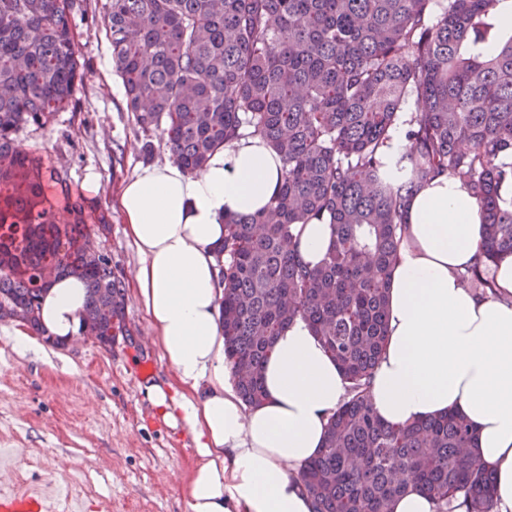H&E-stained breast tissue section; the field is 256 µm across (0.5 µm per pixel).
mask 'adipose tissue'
Here are the masks:
<instances>
[{"instance_id": "obj_1", "label": "adipose tissue", "mask_w": 512, "mask_h": 512, "mask_svg": "<svg viewBox=\"0 0 512 512\" xmlns=\"http://www.w3.org/2000/svg\"><path fill=\"white\" fill-rule=\"evenodd\" d=\"M283 167L260 138L214 152L202 170L173 162L142 166L119 189L125 234L141 256L133 289L175 387L148 381L166 424L193 437L182 481L191 512H313L301 467L323 447L349 383L309 325L295 319L264 368L265 401L247 406L224 362L220 267L213 247L224 219L253 214L278 191ZM482 225L468 190L447 175L410 200L392 270L384 351L369 395L389 424L459 411L495 475V512H512V256L492 265L486 295L462 275L478 260ZM294 241L316 267L332 243L327 224H301ZM85 284L57 279L44 293L45 336L71 339Z\"/></svg>"}]
</instances>
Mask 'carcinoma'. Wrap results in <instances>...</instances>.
<instances>
[{"label":"carcinoma","mask_w":512,"mask_h":512,"mask_svg":"<svg viewBox=\"0 0 512 512\" xmlns=\"http://www.w3.org/2000/svg\"><path fill=\"white\" fill-rule=\"evenodd\" d=\"M505 0H108L112 60L139 127L159 129L195 173L244 135L280 157L285 175L261 212L224 218L218 247L224 361L243 401L265 399L275 340L304 320L349 382L323 448L300 471L314 512H393L410 491L436 512H494V470L456 411L390 425L369 383L386 341L390 275L409 199L437 176L479 206V263L462 280L493 288L486 264L512 255V35ZM72 0H0V320L80 278L81 319L128 336L112 259L85 250L105 215L85 223L67 179L22 153L13 135L45 126L82 79ZM414 99L418 111L402 119ZM405 128L403 148L394 135ZM47 181L68 201L59 221ZM296 224H329L315 268L292 243Z\"/></svg>","instance_id":"cac0c4a2"}]
</instances>
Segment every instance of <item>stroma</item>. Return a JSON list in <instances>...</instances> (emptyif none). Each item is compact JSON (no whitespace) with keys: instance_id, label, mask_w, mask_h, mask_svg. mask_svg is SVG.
<instances>
[{"instance_id":"35a3bbf8","label":"stroma","mask_w":512,"mask_h":512,"mask_svg":"<svg viewBox=\"0 0 512 512\" xmlns=\"http://www.w3.org/2000/svg\"><path fill=\"white\" fill-rule=\"evenodd\" d=\"M105 13L106 0H73L84 83L50 124L23 127L15 138L21 151L67 177L72 196L86 203L87 223L108 216L111 231L94 244L129 285L139 257L114 197L137 166L168 161L171 153L161 131L143 133L127 110ZM92 173L100 180L95 196L83 188ZM126 321L132 341L109 350L75 339L25 351L13 347L14 321H0V490L62 497L69 512H190L181 480L195 443L186 431L170 429L142 390L146 379H166L169 368L135 299L127 301Z\"/></svg>"}]
</instances>
